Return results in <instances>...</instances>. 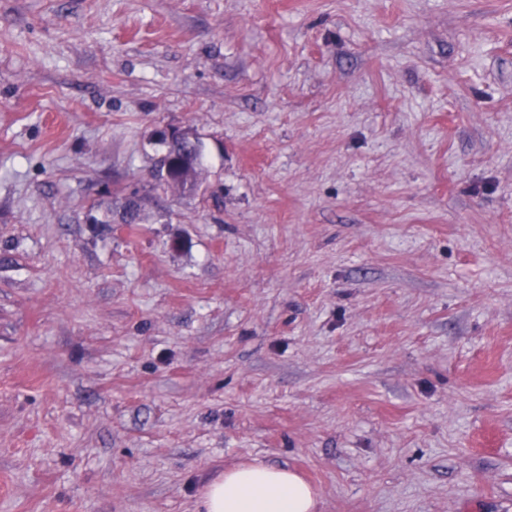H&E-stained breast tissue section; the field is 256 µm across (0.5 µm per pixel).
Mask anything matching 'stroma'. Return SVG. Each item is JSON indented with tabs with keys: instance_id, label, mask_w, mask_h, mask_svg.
<instances>
[{
	"instance_id": "obj_1",
	"label": "stroma",
	"mask_w": 512,
	"mask_h": 512,
	"mask_svg": "<svg viewBox=\"0 0 512 512\" xmlns=\"http://www.w3.org/2000/svg\"><path fill=\"white\" fill-rule=\"evenodd\" d=\"M243 462L512 512V0H0V512ZM173 150H167L165 153H163L161 156L155 159L151 176L152 179L155 181V184L159 187H179V188H186L188 182L190 185L193 182L194 175H195V168H193V174L189 179H183L181 181H177L173 179L172 181L169 180L170 174V163H171V156H172Z\"/></svg>"
}]
</instances>
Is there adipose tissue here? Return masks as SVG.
Instances as JSON below:
<instances>
[{"instance_id": "obj_1", "label": "adipose tissue", "mask_w": 512, "mask_h": 512, "mask_svg": "<svg viewBox=\"0 0 512 512\" xmlns=\"http://www.w3.org/2000/svg\"><path fill=\"white\" fill-rule=\"evenodd\" d=\"M317 494L295 472L241 463L207 482L202 512H315Z\"/></svg>"}]
</instances>
